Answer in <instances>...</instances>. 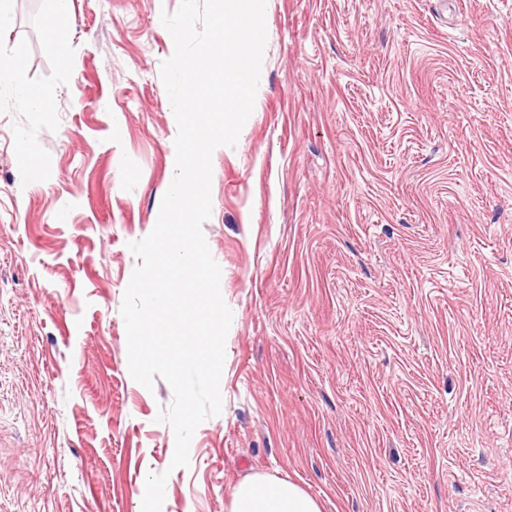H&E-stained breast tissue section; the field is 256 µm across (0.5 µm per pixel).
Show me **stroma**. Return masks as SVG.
<instances>
[{"instance_id":"obj_1","label":"stroma","mask_w":512,"mask_h":512,"mask_svg":"<svg viewBox=\"0 0 512 512\" xmlns=\"http://www.w3.org/2000/svg\"><path fill=\"white\" fill-rule=\"evenodd\" d=\"M181 0H9L0 55V512H512V0H267L253 111L203 225L233 314L223 408L171 469L173 400L120 313L175 175ZM8 80L15 93L27 100L33 107L43 108L50 104L52 98L49 93L33 95L22 78L21 65L16 58H9L4 61L0 57V81ZM229 512H322L320 503L298 485L255 475L235 488Z\"/></svg>"}]
</instances>
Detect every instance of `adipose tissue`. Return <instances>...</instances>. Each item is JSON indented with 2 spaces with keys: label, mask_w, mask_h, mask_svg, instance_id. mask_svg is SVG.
<instances>
[{
  "label": "adipose tissue",
  "mask_w": 512,
  "mask_h": 512,
  "mask_svg": "<svg viewBox=\"0 0 512 512\" xmlns=\"http://www.w3.org/2000/svg\"><path fill=\"white\" fill-rule=\"evenodd\" d=\"M230 512H322V508L292 482L255 475L238 484Z\"/></svg>",
  "instance_id": "1"
}]
</instances>
